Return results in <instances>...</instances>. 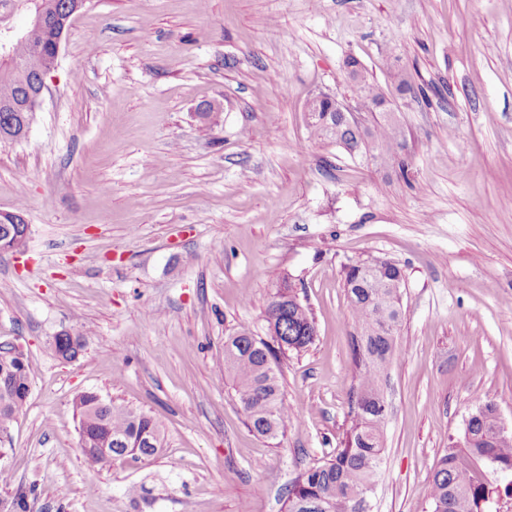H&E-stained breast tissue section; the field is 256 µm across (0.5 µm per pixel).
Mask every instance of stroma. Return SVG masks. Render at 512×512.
<instances>
[{"instance_id":"obj_1","label":"stroma","mask_w":512,"mask_h":512,"mask_svg":"<svg viewBox=\"0 0 512 512\" xmlns=\"http://www.w3.org/2000/svg\"><path fill=\"white\" fill-rule=\"evenodd\" d=\"M360 60L392 101L396 161L350 158L303 112L353 107ZM409 92H398L391 68ZM28 137L0 144V345L28 402L0 441L27 512H282L343 447L353 385L345 264L405 273L370 512H431L469 414L512 430V0H87ZM219 105L217 122L200 118ZM290 280L314 343L281 361L283 437L250 430L220 361ZM89 327L79 356L49 344ZM143 410L167 446L88 468L74 398Z\"/></svg>"}]
</instances>
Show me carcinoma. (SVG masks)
I'll list each match as a JSON object with an SVG mask.
<instances>
[{"instance_id": "cac0c4a2", "label": "carcinoma", "mask_w": 512, "mask_h": 512, "mask_svg": "<svg viewBox=\"0 0 512 512\" xmlns=\"http://www.w3.org/2000/svg\"><path fill=\"white\" fill-rule=\"evenodd\" d=\"M76 0H40L49 18L42 25L28 24L11 43L13 57L38 78L42 60L54 54L55 37L70 25ZM21 72H0L1 106L25 92ZM360 106L380 112L367 123L350 115L318 113L312 134L336 144L350 157L387 163L402 147V133L389 113L383 111L385 95L363 78L351 85ZM404 279L394 262L369 257L344 266L346 288L355 334L351 338L355 384L351 396V425L344 447L321 465L307 469L288 489L284 512H368L364 500L374 491L382 461L383 432L387 421L386 383L388 367L397 353L402 322V298L394 281ZM271 341L241 327L224 337V373L233 386L249 428L258 435L276 439L288 429V409L283 402L280 358L299 352L314 342V318L308 307L284 284L270 296L264 312ZM83 348V334L64 333L52 343L54 354L75 358ZM16 347L0 345V378H10L16 387L30 384ZM27 399L0 381V436L8 437L12 423ZM79 418L80 451L89 467L128 456L152 457L164 447L165 435L148 413L118 405L95 392L74 399ZM496 404L488 401L472 413L463 437L451 443L440 457L431 479V512H487L493 493L490 475L512 473V432L495 430Z\"/></svg>"}]
</instances>
